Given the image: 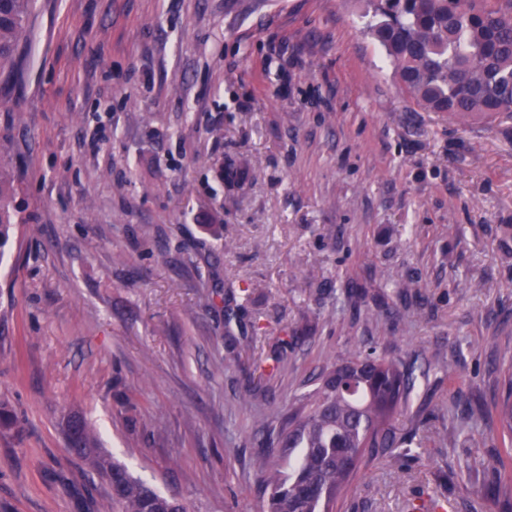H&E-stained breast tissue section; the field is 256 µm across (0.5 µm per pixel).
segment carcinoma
<instances>
[{"label":"carcinoma","mask_w":512,"mask_h":512,"mask_svg":"<svg viewBox=\"0 0 512 512\" xmlns=\"http://www.w3.org/2000/svg\"><path fill=\"white\" fill-rule=\"evenodd\" d=\"M368 35L386 52L400 85L428 112L496 120L512 116V0H366ZM32 0H0V68L9 65ZM23 218L9 179L0 170V255ZM284 368L279 350L260 377ZM412 378L372 346L349 354L321 378L292 413L267 434L253 460L266 495L260 512H335L350 481L379 453L409 449L389 421ZM501 434L512 441V374L498 404ZM72 450L97 472L112 473V494L97 512H187L178 500L135 479L99 447L84 419ZM489 500L512 512V480H496Z\"/></svg>","instance_id":"1"}]
</instances>
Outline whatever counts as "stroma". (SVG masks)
Segmentation results:
<instances>
[{"mask_svg": "<svg viewBox=\"0 0 512 512\" xmlns=\"http://www.w3.org/2000/svg\"><path fill=\"white\" fill-rule=\"evenodd\" d=\"M364 0H36L0 72V163L25 221L0 258V512H95L101 446L190 512H259L262 415L363 345L411 365L340 512H467L512 452V119L421 109ZM244 178L226 192L220 167ZM414 280L403 296L390 276ZM281 375L247 386L278 339ZM456 360L454 378L443 371ZM500 430L503 438L508 437L512 447V374L504 376V395L498 404Z\"/></svg>", "mask_w": 512, "mask_h": 512, "instance_id": "stroma-1", "label": "stroma"}]
</instances>
